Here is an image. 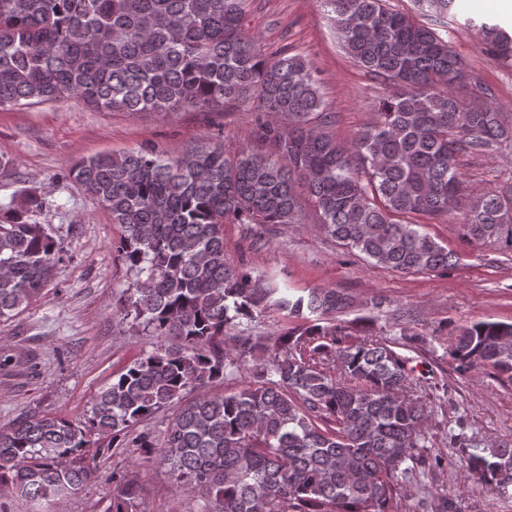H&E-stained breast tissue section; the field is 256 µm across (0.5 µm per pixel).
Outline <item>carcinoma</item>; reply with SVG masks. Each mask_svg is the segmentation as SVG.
<instances>
[{
  "label": "carcinoma",
  "instance_id": "cac0c4a2",
  "mask_svg": "<svg viewBox=\"0 0 512 512\" xmlns=\"http://www.w3.org/2000/svg\"><path fill=\"white\" fill-rule=\"evenodd\" d=\"M246 0H0V109L76 97L107 110L178 112L232 104L286 120L260 122L268 145L235 156L224 146L176 158L130 151L75 164L69 176L112 213L119 259L136 276L122 319L161 340L93 398L90 414L26 416L0 426V487L31 512L92 480L96 460L131 448L169 468L196 512H403L402 482L442 469L425 451L448 382L414 375L427 340L403 342L369 326L358 335L323 316L350 305L336 288L290 294L227 259L224 225L300 223L306 197L319 229L348 252L389 270L433 273L459 254L408 220L448 217L463 190V153L512 143L494 107L457 93L460 58L433 29L387 0H320L345 52L388 93L376 121L347 143L327 131L310 64L266 55L244 26ZM423 12L454 0H414ZM494 59L512 57V33L473 24ZM32 189L0 205V322L40 297L63 260L41 224ZM467 244L512 247V183L474 195L455 216ZM289 320L276 334L240 333L255 316ZM454 370L483 368L512 383V323L475 322L448 334ZM253 358L239 389L209 394ZM195 387L203 393L186 401ZM176 412L156 439L138 431ZM450 443L475 479L512 494V447ZM106 512H139L136 478L112 474ZM431 512H456L424 489Z\"/></svg>",
  "mask_w": 512,
  "mask_h": 512
}]
</instances>
